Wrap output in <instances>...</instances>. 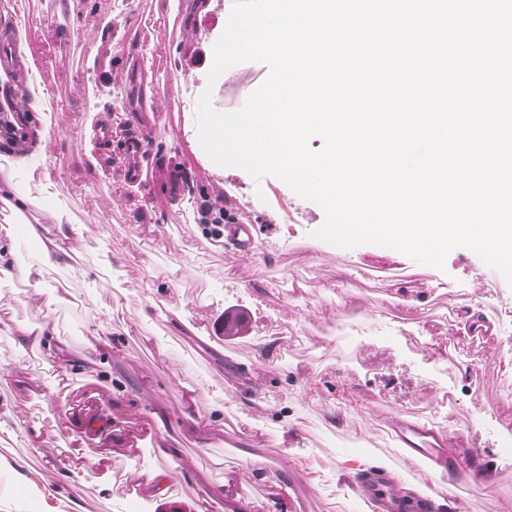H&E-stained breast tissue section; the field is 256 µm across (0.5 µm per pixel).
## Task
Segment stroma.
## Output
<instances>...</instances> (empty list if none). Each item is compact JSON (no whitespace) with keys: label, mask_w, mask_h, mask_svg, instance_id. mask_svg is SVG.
Returning a JSON list of instances; mask_svg holds the SVG:
<instances>
[{"label":"stroma","mask_w":512,"mask_h":512,"mask_svg":"<svg viewBox=\"0 0 512 512\" xmlns=\"http://www.w3.org/2000/svg\"><path fill=\"white\" fill-rule=\"evenodd\" d=\"M181 2L171 21L155 0H0V38L13 40L23 21L29 51L14 58L7 87L35 64L54 105L31 121L40 163L19 178L43 206L71 212L80 250L48 269L46 285L69 295L43 316L24 276L38 248L0 210L15 267L0 281V363L11 369L0 380V512H198L203 490L205 512H224L225 482L256 512H379L352 476L380 463L433 494L439 512H512V429L500 421L512 282L463 247L440 271L387 246L315 238L325 220L317 203L277 177L214 164L198 138L202 93L217 111H239L269 68L247 61L209 83L234 0H211L203 14ZM90 35L101 39L92 61ZM136 111L154 125V173L132 188L96 138L103 121L120 125ZM215 199L249 226L247 254L208 238L200 209ZM439 277L450 292L430 288ZM473 307L491 324L488 338L472 339L468 319L455 316ZM242 316L240 336L216 333ZM44 321L68 345L67 363L13 332ZM191 391L224 408L211 444L182 427ZM447 392L453 405L442 402ZM154 409L167 412L166 432L152 424ZM393 418L462 434L475 481H434L404 452ZM92 420L101 429L87 430ZM34 426L38 451L25 437ZM166 441L183 465L160 499L136 476L165 466ZM253 454L263 459L258 478Z\"/></svg>","instance_id":"35a3bbf8"}]
</instances>
